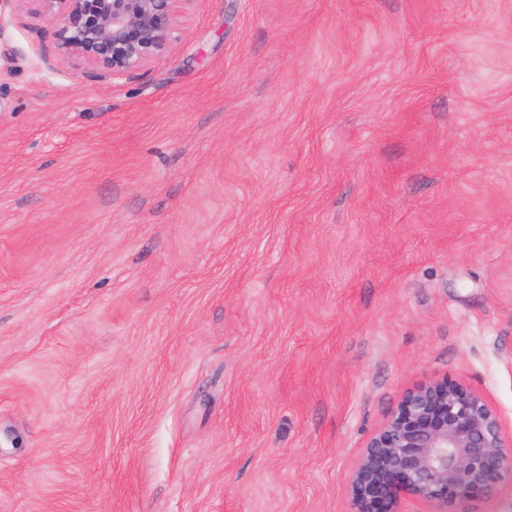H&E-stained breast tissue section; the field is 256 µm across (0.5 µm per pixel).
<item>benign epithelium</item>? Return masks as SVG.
<instances>
[{
    "label": "benign epithelium",
    "mask_w": 512,
    "mask_h": 512,
    "mask_svg": "<svg viewBox=\"0 0 512 512\" xmlns=\"http://www.w3.org/2000/svg\"><path fill=\"white\" fill-rule=\"evenodd\" d=\"M39 5L59 56L114 80L164 59L191 0H13ZM512 479V442L498 414L448 379L421 383L370 436L348 486L354 512H399L400 496L448 512Z\"/></svg>",
    "instance_id": "benign-epithelium-1"
}]
</instances>
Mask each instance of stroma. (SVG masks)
<instances>
[{
  "label": "stroma",
  "instance_id": "35a3bbf8",
  "mask_svg": "<svg viewBox=\"0 0 512 512\" xmlns=\"http://www.w3.org/2000/svg\"><path fill=\"white\" fill-rule=\"evenodd\" d=\"M444 378L512 441V0H190L117 81L0 11V512H353Z\"/></svg>",
  "mask_w": 512,
  "mask_h": 512
}]
</instances>
